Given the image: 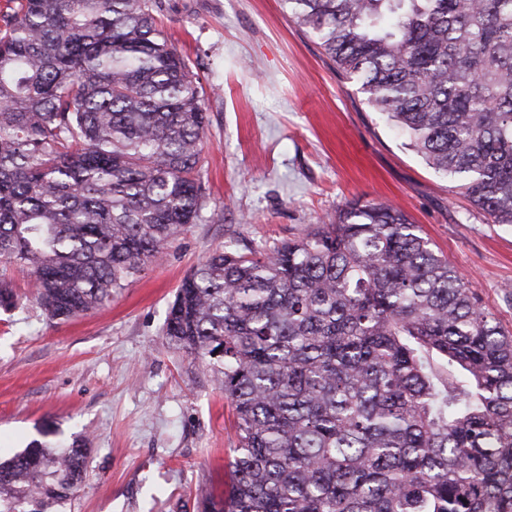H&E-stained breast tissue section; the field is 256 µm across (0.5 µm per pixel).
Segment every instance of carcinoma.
Listing matches in <instances>:
<instances>
[{
  "label": "carcinoma",
  "instance_id": "carcinoma-1",
  "mask_svg": "<svg viewBox=\"0 0 512 512\" xmlns=\"http://www.w3.org/2000/svg\"><path fill=\"white\" fill-rule=\"evenodd\" d=\"M406 145L512 224V0H283ZM163 0L0 14V264L50 320L104 305L200 217L207 90ZM0 279V307L14 304ZM165 336L238 445L203 512H512V336L401 209L356 200L269 253L213 252ZM0 457V512H66L89 449Z\"/></svg>",
  "mask_w": 512,
  "mask_h": 512
}]
</instances>
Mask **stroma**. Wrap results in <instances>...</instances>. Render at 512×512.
I'll return each instance as SVG.
<instances>
[{"mask_svg": "<svg viewBox=\"0 0 512 512\" xmlns=\"http://www.w3.org/2000/svg\"><path fill=\"white\" fill-rule=\"evenodd\" d=\"M157 19L217 87L200 219L111 301L65 323L45 317L30 276L4 271L18 298L0 308V454L21 451L48 421L85 438L71 512H201L199 488L222 494L237 446L232 409L163 326L186 273L224 246L269 250L347 201H388L512 331V224L490 223L406 148L280 0H164Z\"/></svg>", "mask_w": 512, "mask_h": 512, "instance_id": "obj_1", "label": "stroma"}]
</instances>
